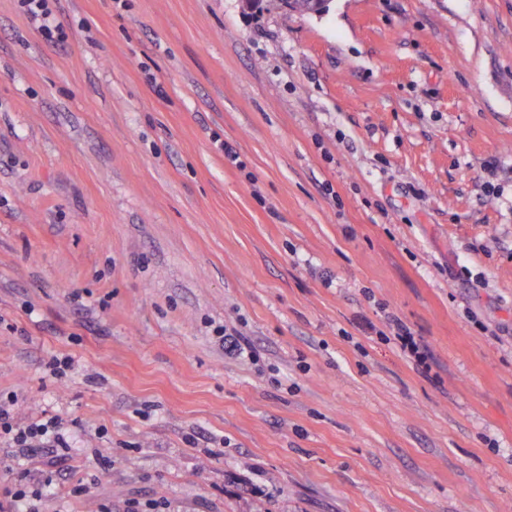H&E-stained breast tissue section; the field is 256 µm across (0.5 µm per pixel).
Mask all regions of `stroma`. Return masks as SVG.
I'll list each match as a JSON object with an SVG mask.
<instances>
[{
    "label": "stroma",
    "instance_id": "obj_1",
    "mask_svg": "<svg viewBox=\"0 0 512 512\" xmlns=\"http://www.w3.org/2000/svg\"><path fill=\"white\" fill-rule=\"evenodd\" d=\"M49 5L0 0V398L71 451L0 496L512 512V0ZM27 13L32 21H39V31L47 38H51L53 31H60V27L55 23L52 11L48 8V0H22ZM390 328L392 338L384 335L389 341L393 340L399 350L405 357L412 361L418 370L422 373L428 374L431 369V358L426 345L422 343L419 336L407 327L400 319L394 318L391 320Z\"/></svg>",
    "mask_w": 512,
    "mask_h": 512
}]
</instances>
